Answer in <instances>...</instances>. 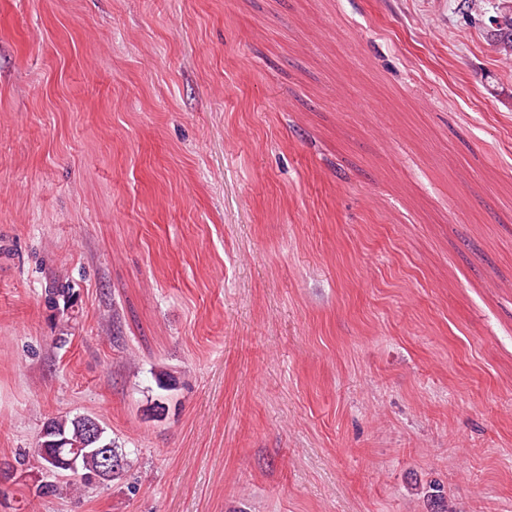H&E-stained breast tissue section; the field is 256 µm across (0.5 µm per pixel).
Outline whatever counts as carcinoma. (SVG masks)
<instances>
[{"instance_id":"cac0c4a2","label":"carcinoma","mask_w":512,"mask_h":512,"mask_svg":"<svg viewBox=\"0 0 512 512\" xmlns=\"http://www.w3.org/2000/svg\"><path fill=\"white\" fill-rule=\"evenodd\" d=\"M46 436L41 438L33 454L22 453L5 462L9 468L21 472L30 464L50 474L67 473L90 485L98 479H117L128 467L127 455L104 436L98 419L67 415L47 420L43 425ZM112 449V457L119 463L112 467V476L103 474L102 458L98 449Z\"/></svg>"}]
</instances>
